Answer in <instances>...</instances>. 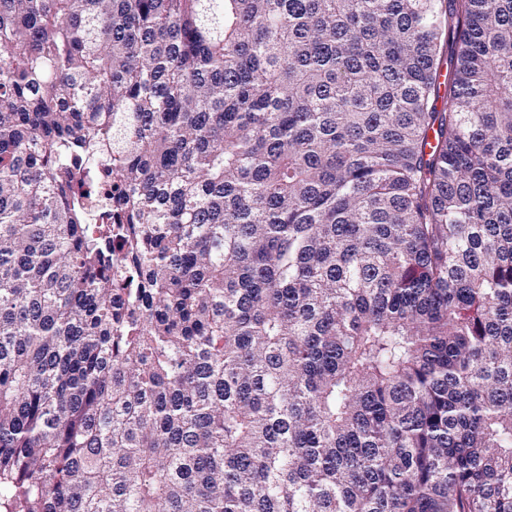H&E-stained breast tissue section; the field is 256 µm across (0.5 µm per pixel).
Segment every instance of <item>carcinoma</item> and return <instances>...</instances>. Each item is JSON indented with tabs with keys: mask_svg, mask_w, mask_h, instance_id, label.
<instances>
[{
	"mask_svg": "<svg viewBox=\"0 0 512 512\" xmlns=\"http://www.w3.org/2000/svg\"><path fill=\"white\" fill-rule=\"evenodd\" d=\"M0 512H512V0H0Z\"/></svg>",
	"mask_w": 512,
	"mask_h": 512,
	"instance_id": "obj_1",
	"label": "carcinoma"
}]
</instances>
